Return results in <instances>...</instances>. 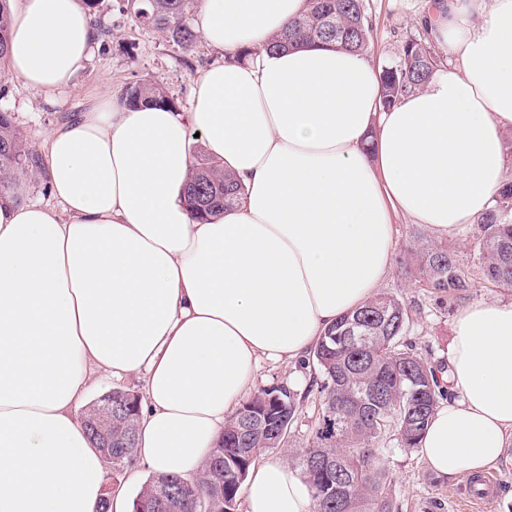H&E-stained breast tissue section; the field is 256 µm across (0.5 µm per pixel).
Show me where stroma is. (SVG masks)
Segmentation results:
<instances>
[{"label": "stroma", "instance_id": "35a3bbf8", "mask_svg": "<svg viewBox=\"0 0 512 512\" xmlns=\"http://www.w3.org/2000/svg\"><path fill=\"white\" fill-rule=\"evenodd\" d=\"M365 6L372 22L368 54L376 66L396 61L407 38H425L424 29L417 23L420 0H365ZM91 21V58L69 87L61 91L49 96L36 92L0 65V109L10 112L39 166L37 175L24 181L21 202L50 206L55 203L45 149V140L53 129L98 103L121 99L127 86L147 76L163 82L179 110H187L196 78L216 59L205 43H198L188 55L155 31L136 24L122 11L120 0H99L91 12ZM474 235L475 229L470 226L447 238L458 255L461 271L470 281L461 299L440 303L430 289L405 279L397 266L392 267L381 286L382 292L403 297L408 305L410 323L403 342L437 368L448 366L454 324L462 307L481 300L512 299V288L498 287L480 278ZM320 379L316 364L306 358L290 364L260 363L258 390L285 386L294 391L297 399L296 418L283 447L264 450L263 458L280 457L291 469H298L297 451L313 441L322 413ZM375 448L389 475L387 493L393 512H462L461 502L468 496V478L437 476L423 462L418 449L401 447L391 432L383 434Z\"/></svg>", "mask_w": 512, "mask_h": 512}]
</instances>
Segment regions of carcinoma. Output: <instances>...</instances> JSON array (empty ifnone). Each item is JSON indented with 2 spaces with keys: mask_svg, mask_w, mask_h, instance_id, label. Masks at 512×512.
<instances>
[{
  "mask_svg": "<svg viewBox=\"0 0 512 512\" xmlns=\"http://www.w3.org/2000/svg\"><path fill=\"white\" fill-rule=\"evenodd\" d=\"M132 18L159 33L184 52L194 50L199 34L192 24L195 0H123ZM308 9L272 36L271 50L298 44L329 45L349 52L369 48L372 25L364 0H307ZM10 0H0V59L9 52ZM439 56L420 39L404 42L399 59L379 70L381 106L388 110L433 77ZM129 107L177 102L158 80L143 79L126 89ZM37 173V162L10 114L0 110V194L16 193L23 180ZM243 188L216 162H197L184 187L192 212L203 217L232 206ZM475 247L481 277L512 288V180L493 199L478 221ZM401 264L419 285L438 298L453 301L469 288L457 254L445 242L420 236L406 248ZM409 322L402 298L378 293L341 316L321 336L312 351L321 375L322 423L316 441L298 452L303 474L313 492L315 512H392L386 493V473L374 448L388 430L404 448L419 447L420 439L444 395L437 371L413 349L400 344ZM357 336H373L366 349ZM297 411L288 388L263 390L239 407L224 426L200 474L191 479L194 492L170 497L186 481L177 475L155 476L145 483L137 501L145 512H234L242 484L258 455L280 443L249 424L288 429ZM138 401L125 414L112 415V447L101 449L112 468L131 466L136 449L123 444L136 437ZM331 459L334 467L322 463Z\"/></svg>",
  "mask_w": 512,
  "mask_h": 512,
  "instance_id": "carcinoma-1",
  "label": "carcinoma"
}]
</instances>
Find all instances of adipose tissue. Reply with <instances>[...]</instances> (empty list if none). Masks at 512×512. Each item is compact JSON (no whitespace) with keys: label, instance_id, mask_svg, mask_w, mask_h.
Listing matches in <instances>:
<instances>
[{"label":"adipose tissue","instance_id":"adipose-tissue-1","mask_svg":"<svg viewBox=\"0 0 512 512\" xmlns=\"http://www.w3.org/2000/svg\"><path fill=\"white\" fill-rule=\"evenodd\" d=\"M306 0H197L219 59L189 111L110 100L46 140L56 206L0 198V512H96L102 456L77 413L93 374L142 377L137 457L195 477L260 360L301 359L374 296L402 214L439 238L474 224L506 181L512 0H426L455 59L383 112L363 54L268 39ZM5 66L67 87L91 43L81 0H13ZM240 180L195 218L182 188L192 139ZM454 399L419 444L440 476L482 474L512 442V301L458 313ZM246 512H313L280 459L254 466Z\"/></svg>","mask_w":512,"mask_h":512}]
</instances>
